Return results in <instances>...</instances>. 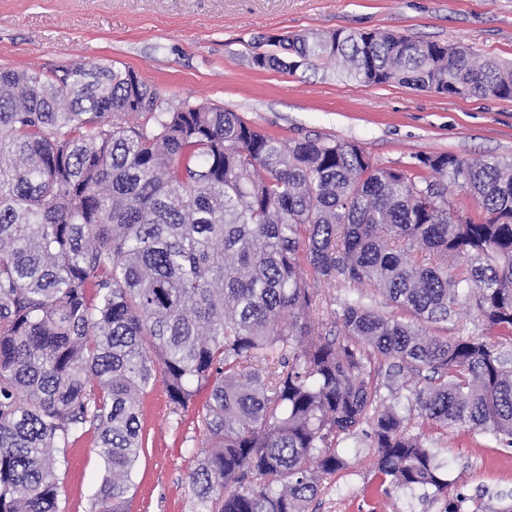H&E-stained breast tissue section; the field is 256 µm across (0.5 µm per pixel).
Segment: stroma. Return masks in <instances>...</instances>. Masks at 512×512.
Here are the masks:
<instances>
[{
    "label": "stroma",
    "instance_id": "1",
    "mask_svg": "<svg viewBox=\"0 0 512 512\" xmlns=\"http://www.w3.org/2000/svg\"><path fill=\"white\" fill-rule=\"evenodd\" d=\"M336 29L390 31L512 61V0H0V67L130 68L158 90L162 108L187 100L222 107L285 139L316 134L358 143L391 168L442 152L512 157V100L364 86L322 66L284 73L248 64L262 37ZM380 394L411 434L438 448L467 512L512 492V448L433 426L405 397ZM205 399L198 394L184 412L163 386L144 394L145 448L129 512H190L188 475L203 437L196 407ZM340 452L343 467L323 481L308 512H443V501L422 493L377 489L365 437L342 442ZM103 474L93 437L84 435L59 470L61 512H89Z\"/></svg>",
    "mask_w": 512,
    "mask_h": 512
}]
</instances>
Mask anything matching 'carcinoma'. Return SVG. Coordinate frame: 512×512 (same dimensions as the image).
<instances>
[{"label":"carcinoma","instance_id":"obj_1","mask_svg":"<svg viewBox=\"0 0 512 512\" xmlns=\"http://www.w3.org/2000/svg\"><path fill=\"white\" fill-rule=\"evenodd\" d=\"M250 64H334L364 85L512 100V63L386 31L262 38ZM484 217L448 210V190ZM463 259L459 266L448 260ZM366 284L399 314L358 293ZM480 332L433 333L461 302ZM342 323L335 330L336 322ZM512 160L376 166L354 142H289L238 113L163 111L130 69H0V512H60L67 448L91 433V512H126L144 448L141 395L198 392L192 512H307L370 425L380 484L463 512L438 452L382 404L409 376L415 410L512 447Z\"/></svg>","mask_w":512,"mask_h":512}]
</instances>
